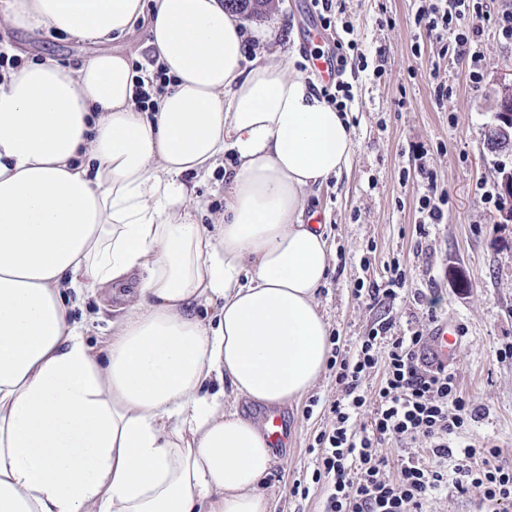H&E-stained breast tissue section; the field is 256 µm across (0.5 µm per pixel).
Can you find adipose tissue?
<instances>
[{
	"mask_svg": "<svg viewBox=\"0 0 512 512\" xmlns=\"http://www.w3.org/2000/svg\"><path fill=\"white\" fill-rule=\"evenodd\" d=\"M143 17L153 65L47 59L0 80V512H267L269 443L207 386L280 406L328 359L332 251L304 216L307 190L350 166L347 115L288 56L247 62L222 0H7L5 14L92 42ZM160 68L171 82L139 110ZM229 148L210 233L179 178ZM136 273L138 301L89 346L67 289ZM202 303L220 304L216 326Z\"/></svg>",
	"mask_w": 512,
	"mask_h": 512,
	"instance_id": "obj_1",
	"label": "adipose tissue"
}]
</instances>
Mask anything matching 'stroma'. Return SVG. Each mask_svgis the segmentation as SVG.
<instances>
[{
	"instance_id": "1",
	"label": "stroma",
	"mask_w": 512,
	"mask_h": 512,
	"mask_svg": "<svg viewBox=\"0 0 512 512\" xmlns=\"http://www.w3.org/2000/svg\"><path fill=\"white\" fill-rule=\"evenodd\" d=\"M310 0H268L257 16H245L253 35L247 60L277 59L285 53L305 76L313 71L301 47L298 21ZM477 46L481 80L472 83L467 63L442 55L415 14L420 0H333L331 19L338 41L357 43L367 69L348 63L347 115L355 151L348 172L316 190L313 199L332 248L328 280L319 291L320 309L330 334L354 346L383 315L398 327L415 320L420 308L459 324L463 343L453 367L460 388L475 396L484 412L465 439L490 438L512 463V360L500 356L512 346V223L498 224L501 169H512V149L488 142L496 103L512 82V40L504 39L498 19L512 13V0H482ZM146 23L124 36L91 43L75 38L32 36L0 27L22 60L52 58L63 66L84 63L111 52L149 61ZM234 163L225 153L204 178L185 175L203 227L224 211V172ZM448 197L441 223L420 227L418 198L429 182ZM491 200H484V190ZM398 261L407 283L390 308L367 307L357 299L359 281L385 282L386 266ZM134 285L116 289L110 301L93 292L74 299L72 316L85 320L87 340L104 346L120 315L122 296ZM332 370L297 401L282 405L288 430L284 447L273 449L272 467L260 485L269 512H321L323 492L311 482L309 446L323 426V405L334 399ZM302 481L308 495L295 493Z\"/></svg>"
}]
</instances>
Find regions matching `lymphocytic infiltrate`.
<instances>
[{"mask_svg": "<svg viewBox=\"0 0 512 512\" xmlns=\"http://www.w3.org/2000/svg\"><path fill=\"white\" fill-rule=\"evenodd\" d=\"M428 2L418 21L438 40L454 23L483 15L481 0ZM330 342L336 397L309 447L322 512H429L450 486L478 490L490 512H512V466L497 445L461 441L483 407L463 394L451 368L430 359L424 327L401 332L383 317L352 353L342 352L338 337ZM375 371L379 385L365 390L364 378ZM364 413L369 423L358 424ZM391 443L402 449L394 461L383 452Z\"/></svg>", "mask_w": 512, "mask_h": 512, "instance_id": "lymphocytic-infiltrate-1", "label": "lymphocytic infiltrate"}]
</instances>
